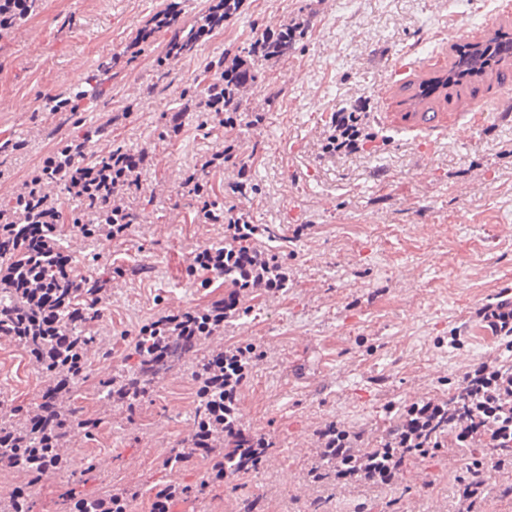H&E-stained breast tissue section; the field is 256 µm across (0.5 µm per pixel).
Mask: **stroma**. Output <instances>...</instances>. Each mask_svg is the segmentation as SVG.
Returning <instances> with one entry per match:
<instances>
[{"mask_svg":"<svg viewBox=\"0 0 512 512\" xmlns=\"http://www.w3.org/2000/svg\"><path fill=\"white\" fill-rule=\"evenodd\" d=\"M166 2L37 0L0 37V210L48 153L95 128L106 127L113 147L153 157L137 200L144 219L125 240L57 230L74 269L111 279L112 290L100 306L108 336L95 342L76 401L101 423L68 437L83 475L43 479L34 512H59L77 489L108 485L138 490L131 512H149L153 492L171 483L189 490L171 512H236L241 493L260 495L265 512H311L315 501L321 512H452L469 448L419 460L390 486L317 483L310 471L326 424L377 445L404 405L447 398L469 365L500 351L474 310L512 291V58L506 81L489 74L435 101L437 131L400 121V84L444 75L462 45L512 35V0H244L222 33L171 60L162 85L154 59L165 35L136 58L128 50ZM301 18L309 26L295 54L242 95V110L263 113V123L228 131L223 115L189 112L178 135L163 136L166 113L209 60ZM115 56L117 73L98 74ZM92 77L103 93L88 111H50L52 98L87 89ZM360 103L371 140L349 156L324 153L333 113ZM228 137L258 186L237 206L287 239L288 284L257 291L249 313L224 327L225 347L263 352L237 413L276 447L235 484L203 489L207 461L165 463L195 422L196 381L170 372L132 414L108 404L101 384L115 367L135 365L131 340L143 325L223 298L221 277L189 265L197 248L223 240L224 227L195 220L178 189L184 170ZM455 335L461 347L449 346ZM45 387L22 347L0 340V401L27 408Z\"/></svg>","mask_w":512,"mask_h":512,"instance_id":"1","label":"stroma"}]
</instances>
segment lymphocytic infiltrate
<instances>
[{"instance_id": "lymphocytic-infiltrate-1", "label": "lymphocytic infiltrate", "mask_w": 512, "mask_h": 512, "mask_svg": "<svg viewBox=\"0 0 512 512\" xmlns=\"http://www.w3.org/2000/svg\"><path fill=\"white\" fill-rule=\"evenodd\" d=\"M364 112H339L332 120L333 131L326 138L325 153H357L366 138ZM73 158L69 166L42 165V176L25 180L16 195L12 210L0 213V253L23 250V272L10 275L0 271V282L25 291L33 301L32 309L8 311L0 306V322L8 326L5 339L19 341L39 334L56 339L64 346H74L76 339L60 320L61 311H70L75 322L87 324L107 296L110 280L93 285L85 307L75 306L70 290L72 259L55 244L53 234L60 221L57 204L50 201L43 186L48 182L63 185L67 195L85 210L111 204L115 194L125 192L142 177L149 162L147 150L137 152L105 151L99 171L83 164L86 140L68 143ZM475 318L497 338L505 351H512V297L498 296L482 304ZM408 421L397 424L384 434L381 451L399 454L398 464L378 474L377 484L394 483L408 462L435 455L442 449L474 448L468 467L469 480L459 490L455 512H473L481 499L485 457L512 455V363L494 359L469 366L453 393L445 400L419 399L403 408Z\"/></svg>"}]
</instances>
